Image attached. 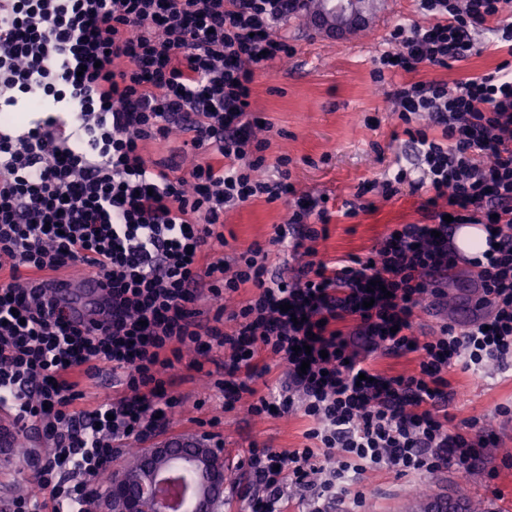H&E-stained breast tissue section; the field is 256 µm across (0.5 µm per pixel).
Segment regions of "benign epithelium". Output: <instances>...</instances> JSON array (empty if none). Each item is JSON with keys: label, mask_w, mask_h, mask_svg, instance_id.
<instances>
[{"label": "benign epithelium", "mask_w": 512, "mask_h": 512, "mask_svg": "<svg viewBox=\"0 0 512 512\" xmlns=\"http://www.w3.org/2000/svg\"><path fill=\"white\" fill-rule=\"evenodd\" d=\"M340 21L328 29L363 27L359 0H343L336 9ZM174 467H186L194 474L195 512H215L224 498L226 465L209 444L199 440H168L146 449L135 476L112 486L101 497L95 512H169L174 508L170 497L159 492V477Z\"/></svg>", "instance_id": "benign-epithelium-1"}]
</instances>
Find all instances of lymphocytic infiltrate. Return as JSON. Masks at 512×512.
Masks as SVG:
<instances>
[{
    "instance_id": "obj_1",
    "label": "lymphocytic infiltrate",
    "mask_w": 512,
    "mask_h": 512,
    "mask_svg": "<svg viewBox=\"0 0 512 512\" xmlns=\"http://www.w3.org/2000/svg\"><path fill=\"white\" fill-rule=\"evenodd\" d=\"M505 0H420L428 24L396 26L394 51L374 71L445 66L475 49L489 28L512 52ZM299 0H0V112H32L24 130L0 123V407L46 440L36 498L13 512H94L89 482L113 445L159 426L180 406L163 369L183 348L224 354L216 387L225 411L301 413L303 447L250 449L248 512H285L296 489L306 512H334L365 497L364 475L468 467L493 435L478 419L447 427L448 371L482 379L512 369V63L448 88L396 87L402 122L425 114L441 138L409 131L420 177L384 179L432 190L426 221L396 224L369 257L317 260L320 199L288 205L269 245L224 257V211L293 194L287 156L260 177L266 139L252 116L257 71L295 53L281 31ZM180 131L179 149L150 160L146 147ZM481 224L490 248L471 258L489 308L470 324L412 334L424 294L439 292L454 252V225ZM300 264L270 271L274 248ZM82 267L106 291L101 318L73 325L50 288ZM377 290H370V283ZM234 302L228 320H205L202 296ZM310 353H303V346ZM419 354L418 370H375L377 351ZM277 361L285 378L258 394L241 371ZM109 367L123 392L78 410L80 381Z\"/></svg>"
}]
</instances>
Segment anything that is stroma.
<instances>
[{
  "label": "stroma",
  "mask_w": 512,
  "mask_h": 512,
  "mask_svg": "<svg viewBox=\"0 0 512 512\" xmlns=\"http://www.w3.org/2000/svg\"><path fill=\"white\" fill-rule=\"evenodd\" d=\"M418 0H380L366 30L336 39L310 28L302 18L290 19L284 28L295 54L288 65L258 71L253 83L252 109L271 127L265 156L275 162L288 155L291 181L296 194L327 197L330 220L325 238L316 243L319 260L368 256L377 240L395 224H420L428 189L402 184L398 193L386 199L378 192L366 194L363 209L346 215L347 202L364 180L384 179L396 165L414 168L415 150L404 133L405 126L426 129L429 136L442 135L441 127L426 115L404 124L393 112L387 94L393 86L420 81H441L448 85L492 71L507 60L506 49H486L488 32L474 35L477 44L461 62L445 67L420 65L413 71L373 80L376 60L390 50V31L399 24L428 23ZM283 201L267 202L259 197L224 214L226 255L242 251L253 242H268L276 224L282 223ZM471 268L458 263L444 282L443 305L425 299L413 322V334L425 338L456 313L461 283L470 279ZM195 354L184 350L180 363L170 369L174 392L182 403L154 438H206L224 456L233 485L224 491L221 512H244L240 494L249 489L251 478L244 461L251 446L276 451L299 448L305 443L301 416L259 418L242 411H225L224 399L215 387V376L224 366L223 354L205 363L202 371L191 364ZM449 428L478 417L482 427L495 434L494 444L485 448L471 468L444 469L434 473L399 476L385 469H371L365 475L367 487L364 512H413L414 488L432 484L435 491L451 495L467 488L480 501L483 512H512V416L500 407L512 406V375H490L476 382L467 372L455 368L448 373ZM153 438V439H154Z\"/></svg>",
  "instance_id": "1"
}]
</instances>
